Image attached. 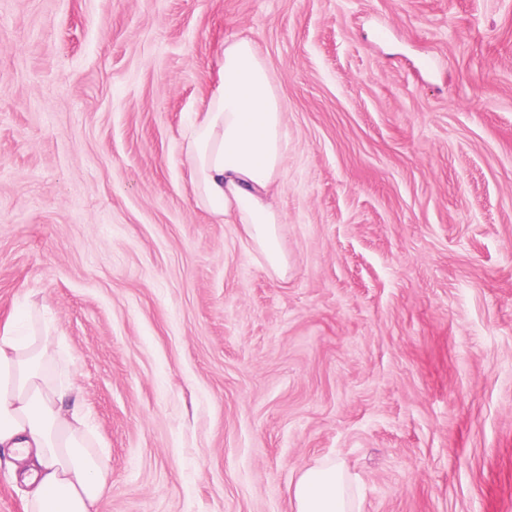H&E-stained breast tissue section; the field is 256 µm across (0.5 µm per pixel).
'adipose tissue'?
Segmentation results:
<instances>
[{
  "instance_id": "ef3b65f1",
  "label": "adipose tissue",
  "mask_w": 512,
  "mask_h": 512,
  "mask_svg": "<svg viewBox=\"0 0 512 512\" xmlns=\"http://www.w3.org/2000/svg\"><path fill=\"white\" fill-rule=\"evenodd\" d=\"M186 142L196 202L241 225L270 269L284 274L276 195L288 140L282 103L252 41L225 43L218 84ZM62 348L44 305L33 300L0 329V449L28 488L23 512H94L110 479ZM361 490L342 459L326 458L299 474L294 512H361Z\"/></svg>"
}]
</instances>
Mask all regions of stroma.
<instances>
[{
	"mask_svg": "<svg viewBox=\"0 0 512 512\" xmlns=\"http://www.w3.org/2000/svg\"><path fill=\"white\" fill-rule=\"evenodd\" d=\"M283 104L288 272L197 206L225 42ZM45 301L96 512H512V0H0V324ZM362 482L340 458L302 471L292 490L295 512H361Z\"/></svg>",
	"mask_w": 512,
	"mask_h": 512,
	"instance_id": "obj_1",
	"label": "stroma"
}]
</instances>
